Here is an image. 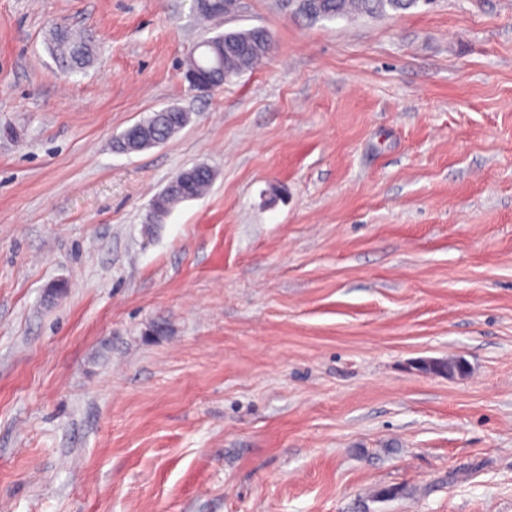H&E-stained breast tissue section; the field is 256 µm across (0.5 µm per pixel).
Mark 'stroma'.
<instances>
[{
	"mask_svg": "<svg viewBox=\"0 0 512 512\" xmlns=\"http://www.w3.org/2000/svg\"><path fill=\"white\" fill-rule=\"evenodd\" d=\"M255 27L267 59L190 89ZM0 512H512V0H0ZM419 0H324L321 9L311 13H298L311 21L333 20L351 15H384L388 10H407L414 7ZM51 45L59 62L69 69H81L91 57L90 45L81 37L66 29H55L51 33ZM264 30L259 28L254 31L252 28L224 32L202 41L196 48L197 53L189 59L187 72L189 70L212 71V61H222L224 62V81H228L252 70L271 50V35ZM232 47L235 49H231ZM220 57L223 59L221 60ZM187 77L191 88L197 87L211 91L217 86L206 81L195 71H189ZM180 116L174 112L156 111L142 121L136 123L123 133L124 137L135 138L140 134V128H145L141 139L165 141L172 135L173 128L179 122ZM138 126V127H137Z\"/></svg>",
	"mask_w": 512,
	"mask_h": 512,
	"instance_id": "1",
	"label": "stroma"
}]
</instances>
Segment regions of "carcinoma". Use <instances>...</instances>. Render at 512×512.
I'll return each instance as SVG.
<instances>
[{"label":"carcinoma","instance_id":"cac0c4a2","mask_svg":"<svg viewBox=\"0 0 512 512\" xmlns=\"http://www.w3.org/2000/svg\"><path fill=\"white\" fill-rule=\"evenodd\" d=\"M419 0H322L321 8L304 12L302 16L311 20H333L351 15H384L388 11L407 10ZM51 45L59 62L69 69H81L91 57L90 45L81 37L66 29H55L51 33ZM272 45L271 35L259 28L257 30L230 31L217 34L202 41L188 62L190 70H212V62H224V80L228 81L246 71L265 58ZM179 122L174 112L156 111L136 126L144 129L142 138L164 141L172 135L173 128ZM212 177L204 171L196 173L184 188V193L201 196L211 185ZM182 193V194H184ZM182 194L159 196L154 209L165 215L183 201Z\"/></svg>","mask_w":512,"mask_h":512}]
</instances>
